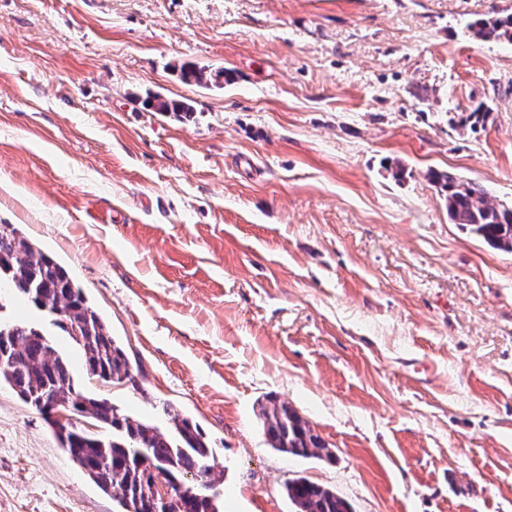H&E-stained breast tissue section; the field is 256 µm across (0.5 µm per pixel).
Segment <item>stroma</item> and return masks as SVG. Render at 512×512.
<instances>
[{"label":"stroma","mask_w":512,"mask_h":512,"mask_svg":"<svg viewBox=\"0 0 512 512\" xmlns=\"http://www.w3.org/2000/svg\"><path fill=\"white\" fill-rule=\"evenodd\" d=\"M494 14L512 0H0V224L68 270L139 389L26 300L0 318L122 413L197 423L224 512H293L299 476L352 512H512V253L429 179L512 206V43L471 30ZM272 397L332 460L270 448ZM118 509L0 383V512Z\"/></svg>","instance_id":"stroma-1"}]
</instances>
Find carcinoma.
<instances>
[{
  "label": "carcinoma",
  "instance_id": "carcinoma-1",
  "mask_svg": "<svg viewBox=\"0 0 512 512\" xmlns=\"http://www.w3.org/2000/svg\"><path fill=\"white\" fill-rule=\"evenodd\" d=\"M475 37L512 42V15L475 23ZM187 83L206 85L212 75L201 68H181ZM157 112H187L189 106L152 97ZM448 200V217L465 226L490 247L512 252V207L490 202L487 190L472 181L430 172ZM36 308L54 317V325L81 348L87 373L112 384L140 390L124 348L112 336L104 319L76 288L67 270L34 248L20 229L0 225V279ZM7 382L25 403L44 412L43 403L58 399L76 418L96 423L92 431L76 421L67 432H56L60 445L105 493L120 492L121 512H224L214 491L216 478L210 464L213 450L197 424L176 411L164 410L171 432L119 413L104 397L79 389L66 358L39 330L22 322L10 324L0 336V381ZM271 447L304 458H331L332 451L308 421L286 402L269 399L259 412ZM171 486L165 500L159 487ZM293 512H352L347 501L331 489L301 476L285 485Z\"/></svg>",
  "mask_w": 512,
  "mask_h": 512
}]
</instances>
